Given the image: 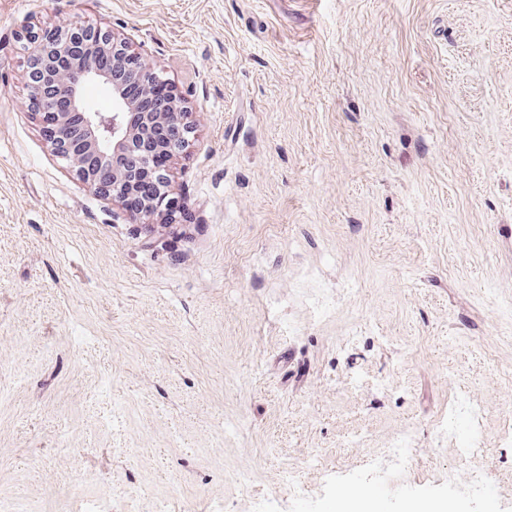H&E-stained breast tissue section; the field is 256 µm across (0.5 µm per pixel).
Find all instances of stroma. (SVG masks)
<instances>
[{
    "instance_id": "stroma-1",
    "label": "stroma",
    "mask_w": 512,
    "mask_h": 512,
    "mask_svg": "<svg viewBox=\"0 0 512 512\" xmlns=\"http://www.w3.org/2000/svg\"><path fill=\"white\" fill-rule=\"evenodd\" d=\"M68 22L172 82L174 213L46 146L20 36ZM511 417L512 0H0V504L512 512ZM478 409L468 398H460L454 408L448 413V424L438 432V439L455 441L460 448L461 455L465 458H475L480 455L482 440L478 432L479 423H476ZM466 420L469 423L470 431L462 435L460 422ZM413 439L408 433L400 434L389 442L387 454L382 463H403L408 459V450L412 447Z\"/></svg>"
}]
</instances>
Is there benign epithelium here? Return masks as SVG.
Here are the masks:
<instances>
[{
  "mask_svg": "<svg viewBox=\"0 0 512 512\" xmlns=\"http://www.w3.org/2000/svg\"><path fill=\"white\" fill-rule=\"evenodd\" d=\"M22 40L28 107L47 146L90 190L112 198L130 217H150L151 199L168 187L171 160L191 126L175 93L141 113L136 126L128 114L170 81L109 27L34 25ZM88 80L111 86L113 111L88 109L83 95ZM129 85L138 98L125 92ZM109 153L112 170L104 171L99 161Z\"/></svg>",
  "mask_w": 512,
  "mask_h": 512,
  "instance_id": "1",
  "label": "benign epithelium"
}]
</instances>
